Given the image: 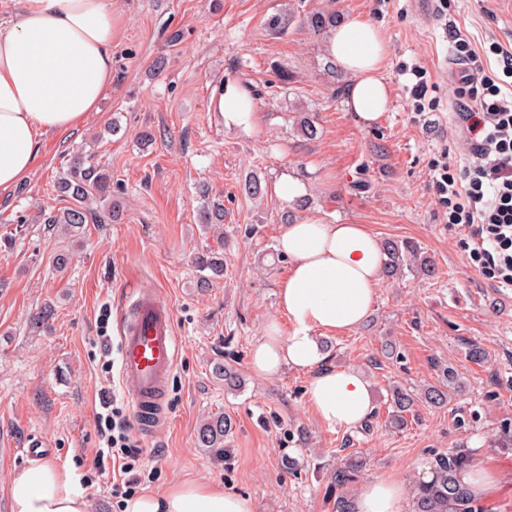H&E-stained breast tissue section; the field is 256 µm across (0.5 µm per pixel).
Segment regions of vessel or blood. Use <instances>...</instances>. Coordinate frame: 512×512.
<instances>
[{
  "label": "vessel or blood",
  "instance_id": "obj_1",
  "mask_svg": "<svg viewBox=\"0 0 512 512\" xmlns=\"http://www.w3.org/2000/svg\"><path fill=\"white\" fill-rule=\"evenodd\" d=\"M120 375L131 401L133 425L142 433L167 423V386L177 361L169 304L152 291L136 290L119 326Z\"/></svg>",
  "mask_w": 512,
  "mask_h": 512
}]
</instances>
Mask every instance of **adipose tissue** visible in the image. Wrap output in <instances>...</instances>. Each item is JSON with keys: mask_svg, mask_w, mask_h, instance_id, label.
<instances>
[{"mask_svg": "<svg viewBox=\"0 0 512 512\" xmlns=\"http://www.w3.org/2000/svg\"><path fill=\"white\" fill-rule=\"evenodd\" d=\"M15 19L0 22V194L31 172L43 137L76 130L97 111L112 86V0H8ZM328 57L350 76L347 108L361 126L387 111L382 77L388 53L378 26L354 15L334 26ZM210 105L226 128L254 130L259 115L245 89H214ZM288 257L277 281L279 311L292 323L271 322L253 345L250 368L271 378L284 369L310 373L308 398L319 421L348 431L361 426L374 404L366 375L356 367L327 366L323 336L358 328L368 318L383 275L378 237L364 224H326L309 217L286 225L278 239ZM10 512H88L87 492L75 473L35 462L12 476ZM405 486L386 477L365 482L357 512H403ZM122 512H254L251 499L217 485L182 482L126 499Z\"/></svg>", "mask_w": 512, "mask_h": 512, "instance_id": "1", "label": "adipose tissue"}]
</instances>
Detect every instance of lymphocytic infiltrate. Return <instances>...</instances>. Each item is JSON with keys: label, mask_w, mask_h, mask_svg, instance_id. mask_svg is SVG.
Listing matches in <instances>:
<instances>
[{"label": "lymphocytic infiltrate", "mask_w": 512, "mask_h": 512, "mask_svg": "<svg viewBox=\"0 0 512 512\" xmlns=\"http://www.w3.org/2000/svg\"><path fill=\"white\" fill-rule=\"evenodd\" d=\"M463 71L456 94L458 118L468 163L458 166L449 156L435 163L432 188L448 208L449 224L458 226L475 268L500 288H512V98L501 93L512 80V53L496 42L472 48L461 35L453 37ZM500 59V72L488 69L490 56ZM96 426L103 437L116 476L112 491L133 497L142 484V455L128 415L109 388H101Z\"/></svg>", "instance_id": "obj_1"}]
</instances>
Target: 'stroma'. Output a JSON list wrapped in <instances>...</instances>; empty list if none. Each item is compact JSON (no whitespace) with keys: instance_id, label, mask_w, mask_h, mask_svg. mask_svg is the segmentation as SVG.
<instances>
[{"instance_id":"1","label":"stroma","mask_w":512,"mask_h":512,"mask_svg":"<svg viewBox=\"0 0 512 512\" xmlns=\"http://www.w3.org/2000/svg\"><path fill=\"white\" fill-rule=\"evenodd\" d=\"M329 8L371 19L387 42L390 106L374 127L346 110L350 77L328 66V30L305 22ZM451 26L473 47L512 50V0H448L444 16L417 15L409 0H112L111 90L81 127L46 135L30 176L0 195V512H10L8 483L29 464L24 449L35 438L44 459L79 476L89 512H121L111 473L94 467L95 410L104 387L131 407L119 388L117 324L140 286L171 306L179 338L170 421L138 437L144 490L189 480L249 497L254 512H334L332 474L347 455L367 459L358 483L386 476L410 488L438 454L464 449L498 482L484 512H512V288L475 270L431 188L433 158L467 162ZM413 63L428 71L435 111L413 109L415 78L401 71ZM220 81L252 91L256 130L224 128L210 112ZM303 116L316 137L302 133ZM78 152L111 174L119 215L71 237L39 216L65 207L55 183ZM285 171L307 186L288 207L272 191ZM252 177L260 194L245 188ZM208 198L224 204V275L204 288L191 258L216 244L199 222ZM311 216L415 242L434 268L382 278L366 322L323 337L331 366L358 367L370 382L375 409L348 432L318 420L308 373L260 380L249 365L271 321L290 329L277 308L275 284L289 268L277 240L284 225ZM61 252L72 256L62 273ZM46 305L51 318L31 328ZM474 343L485 362L469 360ZM224 365L238 372L239 389L216 376ZM446 366L462 391L441 407L418 404L404 429L392 428L390 388L421 392ZM216 413L234 422L217 452L197 445L201 420ZM287 456L299 475L284 472Z\"/></svg>"}]
</instances>
